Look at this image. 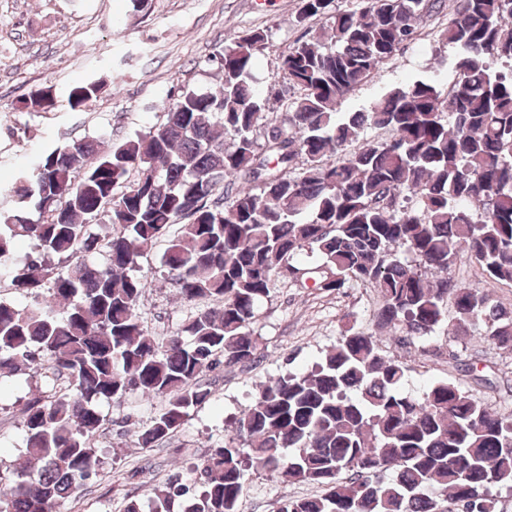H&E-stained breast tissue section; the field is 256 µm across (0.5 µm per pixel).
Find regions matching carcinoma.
Here are the masks:
<instances>
[{
    "instance_id": "1",
    "label": "carcinoma",
    "mask_w": 512,
    "mask_h": 512,
    "mask_svg": "<svg viewBox=\"0 0 512 512\" xmlns=\"http://www.w3.org/2000/svg\"><path fill=\"white\" fill-rule=\"evenodd\" d=\"M333 2L303 0L298 22L328 14L331 26L283 56L279 78L301 94L282 122H268L253 76L267 35L249 31L219 53L218 91L186 90L147 134L107 150L73 140L17 176L15 205L0 212V280L45 299L22 311L0 301V374L36 369L48 386L21 409L25 452L0 512H64L100 475L103 401L167 398L135 432L141 448L165 442L210 398L207 373L255 361L249 326L279 281L373 286L375 326L424 354L440 355L432 334L450 319L512 353V311L493 298L512 283V72L492 67L512 63V0H457L442 35L457 51L453 80L415 79L357 112L338 111L343 97L448 4ZM102 89L45 86L24 108L76 111ZM230 177L245 186L226 200ZM175 225L162 266L181 299L210 306L157 338L137 312L147 281L130 271ZM21 239L33 247L18 256ZM460 248L484 288L454 279ZM404 378L376 332L343 335L310 370L260 387L236 421L247 449H214L189 480L175 475L124 512H238L249 468L324 487L279 512H496L492 489L512 488V414L451 381L411 395Z\"/></svg>"
}]
</instances>
